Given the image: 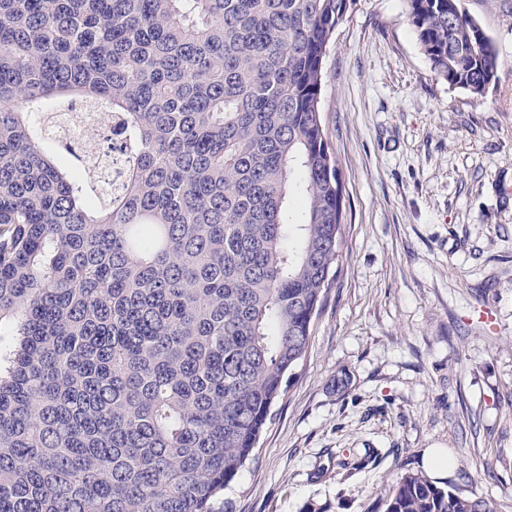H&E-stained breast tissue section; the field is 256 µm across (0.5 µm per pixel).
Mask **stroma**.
<instances>
[{"label": "stroma", "mask_w": 512, "mask_h": 512, "mask_svg": "<svg viewBox=\"0 0 512 512\" xmlns=\"http://www.w3.org/2000/svg\"><path fill=\"white\" fill-rule=\"evenodd\" d=\"M491 39L476 97L439 80L406 0H359L324 63L341 259L229 512H378L436 448L448 484L512 512V0H462ZM374 462L341 469L366 454Z\"/></svg>", "instance_id": "35a3bbf8"}]
</instances>
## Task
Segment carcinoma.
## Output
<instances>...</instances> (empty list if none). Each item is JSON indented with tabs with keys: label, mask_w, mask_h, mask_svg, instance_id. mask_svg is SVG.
I'll return each instance as SVG.
<instances>
[{
	"label": "carcinoma",
	"mask_w": 512,
	"mask_h": 512,
	"mask_svg": "<svg viewBox=\"0 0 512 512\" xmlns=\"http://www.w3.org/2000/svg\"><path fill=\"white\" fill-rule=\"evenodd\" d=\"M408 0L436 77L498 68ZM357 0H0V512H215L304 358L339 262L324 61ZM120 123L123 181L35 118ZM384 512H497L406 472Z\"/></svg>",
	"instance_id": "obj_1"
}]
</instances>
